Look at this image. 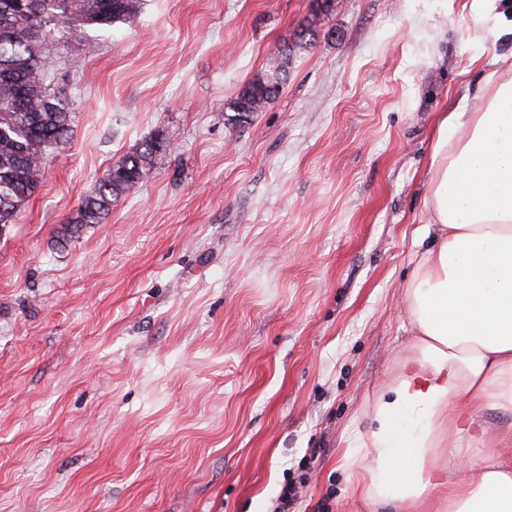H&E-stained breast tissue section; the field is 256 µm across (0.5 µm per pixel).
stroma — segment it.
Returning <instances> with one entry per match:
<instances>
[{"instance_id": "obj_1", "label": "stroma", "mask_w": 512, "mask_h": 512, "mask_svg": "<svg viewBox=\"0 0 512 512\" xmlns=\"http://www.w3.org/2000/svg\"><path fill=\"white\" fill-rule=\"evenodd\" d=\"M144 0L48 33L73 112L0 231V512H374L347 444L414 341L436 118L512 70V0ZM304 35L263 111L239 90ZM161 137L99 224L63 222Z\"/></svg>"}]
</instances>
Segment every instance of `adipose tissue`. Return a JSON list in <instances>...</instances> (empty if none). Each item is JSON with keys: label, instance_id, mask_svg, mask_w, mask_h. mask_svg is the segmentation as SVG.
<instances>
[{"label": "adipose tissue", "instance_id": "adipose-tissue-1", "mask_svg": "<svg viewBox=\"0 0 512 512\" xmlns=\"http://www.w3.org/2000/svg\"><path fill=\"white\" fill-rule=\"evenodd\" d=\"M439 117L435 237L404 286L414 336L367 406L345 466L379 512H512V77Z\"/></svg>", "mask_w": 512, "mask_h": 512}]
</instances>
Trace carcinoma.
Returning <instances> with one entry per match:
<instances>
[{
  "mask_svg": "<svg viewBox=\"0 0 512 512\" xmlns=\"http://www.w3.org/2000/svg\"><path fill=\"white\" fill-rule=\"evenodd\" d=\"M143 0H0V229L15 223L22 205L37 191L47 151L70 131L69 97L46 84L52 61L45 33L62 26L72 37L88 26L134 21ZM282 61L246 84L230 103L234 120L264 110L287 81L291 47L279 50ZM162 144L148 140L136 146L99 181L75 213L64 233L98 224L112 204L142 181Z\"/></svg>",
  "mask_w": 512,
  "mask_h": 512,
  "instance_id": "carcinoma-1",
  "label": "carcinoma"
}]
</instances>
